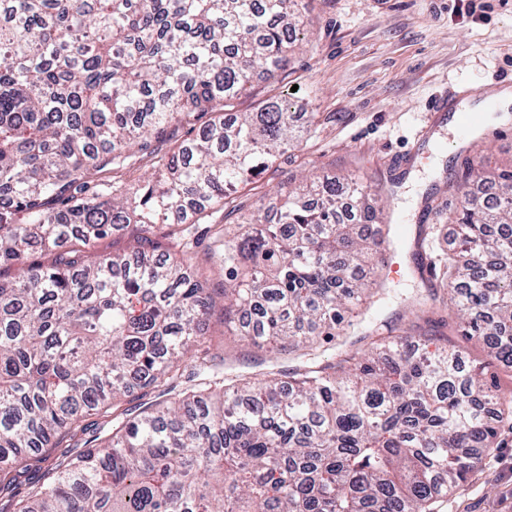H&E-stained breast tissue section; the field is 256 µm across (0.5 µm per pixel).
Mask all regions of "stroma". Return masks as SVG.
<instances>
[{"mask_svg": "<svg viewBox=\"0 0 512 512\" xmlns=\"http://www.w3.org/2000/svg\"><path fill=\"white\" fill-rule=\"evenodd\" d=\"M308 34L290 57L286 72L257 80L236 108L257 111L275 97H290L316 118L300 147L286 150L269 171L236 195L240 212L216 209L217 222L236 224L241 213L283 201L288 180L303 176L358 178L379 198L385 223L404 224L385 253L390 270L381 276L386 295L369 305L368 320H386L398 334L425 342L427 350L458 346L476 362L486 350L465 339L454 314L438 308L420 318L408 304L427 292L407 250L419 224L431 219L435 246L449 232L448 211L460 198L449 190L456 169L450 160H482L486 172L512 167V105L507 119L460 134L455 111H482V97L465 87H507L512 75V2L476 20L453 12L454 0H304ZM452 96L449 112L428 104ZM208 333L228 372L253 376L270 368L288 369L299 352L272 353L229 335L219 317ZM438 512H512V430L501 429L494 447L467 479L443 498Z\"/></svg>", "mask_w": 512, "mask_h": 512, "instance_id": "35a3bbf8", "label": "stroma"}]
</instances>
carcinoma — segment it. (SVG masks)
Instances as JSON below:
<instances>
[{
	"label": "carcinoma",
	"instance_id": "obj_1",
	"mask_svg": "<svg viewBox=\"0 0 512 512\" xmlns=\"http://www.w3.org/2000/svg\"><path fill=\"white\" fill-rule=\"evenodd\" d=\"M300 13L299 0H0V512H432L512 424V393L463 350L420 352L386 323L365 327L367 355L313 356L380 290L357 273L384 263L377 238L343 217L348 197L374 223L357 181L307 182L233 231L209 223L208 207L300 142L288 99L235 109L256 75L285 69ZM208 112L138 196L117 194L132 148L150 154ZM465 166L467 259L435 250L423 224L417 269L436 279L431 306L456 310L462 335L512 368V230L489 231L512 227V171L488 208L465 194L480 163ZM132 224L131 249L99 251ZM218 305L242 338L306 361L178 388L184 355L209 354L202 322ZM156 388L166 399L116 404ZM92 412L112 414L104 440ZM76 430L88 448L43 466Z\"/></svg>",
	"mask_w": 512,
	"mask_h": 512
}]
</instances>
